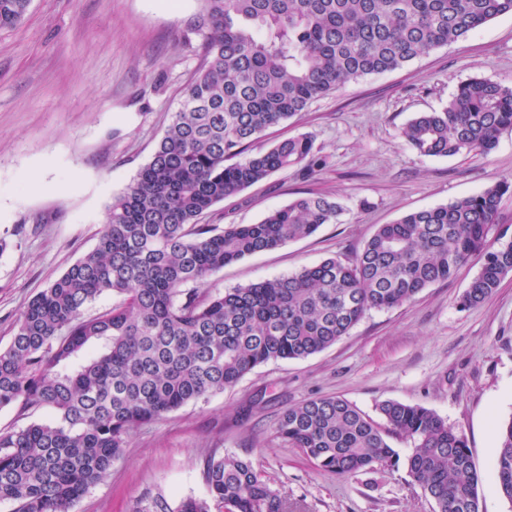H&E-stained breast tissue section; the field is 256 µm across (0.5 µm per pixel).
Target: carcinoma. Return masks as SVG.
Instances as JSON below:
<instances>
[{
  "instance_id": "1",
  "label": "carcinoma",
  "mask_w": 512,
  "mask_h": 512,
  "mask_svg": "<svg viewBox=\"0 0 512 512\" xmlns=\"http://www.w3.org/2000/svg\"><path fill=\"white\" fill-rule=\"evenodd\" d=\"M194 31L202 62L151 160L108 207L95 247L26 305L0 350V408L57 412L53 423L0 429V501L15 512H69L124 454L131 432L190 401L235 386L270 361L304 359L334 345L370 310L411 302L433 283L481 259L462 296L486 301L512 272V243L495 245L502 198L512 181L448 205L381 224L344 263L328 258L299 272L234 288L207 289L211 276L247 256L336 223L342 207L309 195L257 224L217 230L215 204L272 174L311 176L324 160L310 136L274 143L246 159L267 130L298 116L346 83L400 68L512 14V0H201ZM30 0H0V28L18 23ZM512 129V86L484 78L460 84L441 112L402 130L424 157L486 155ZM112 292L119 301L85 309ZM107 352L64 368L96 342ZM389 433L409 439L407 473L436 512H481L464 435L434 410L385 400ZM275 437L322 470L352 476L395 468L386 433L351 402L308 399L286 409ZM492 475L512 501V420L499 431ZM207 494L171 507L163 497L133 512H294L253 464L211 454Z\"/></svg>"
}]
</instances>
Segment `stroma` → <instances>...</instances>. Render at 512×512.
I'll use <instances>...</instances> for the list:
<instances>
[{"mask_svg":"<svg viewBox=\"0 0 512 512\" xmlns=\"http://www.w3.org/2000/svg\"><path fill=\"white\" fill-rule=\"evenodd\" d=\"M200 0H31L0 28V349L28 301L91 251L108 205L147 164L198 68ZM473 77L512 86V15L430 50L408 65L347 83L255 142L265 149L310 134L324 164L296 169L225 198L207 223L256 224L294 199L335 198L338 223L226 265L222 292L348 260L377 225L479 193L512 178V130L486 155L423 157L402 137L420 112L443 109ZM471 258L403 306L372 310L336 344L300 360L261 365L233 388L189 402L136 429L107 477L70 512H132L206 494L212 453L250 460L300 512H434L405 466L342 477L275 440L289 406L340 397L371 418L397 400L433 409L471 450L482 512H512L491 475L498 427L512 420V274L467 308L480 270Z\"/></svg>","mask_w":512,"mask_h":512,"instance_id":"obj_1","label":"stroma"}]
</instances>
